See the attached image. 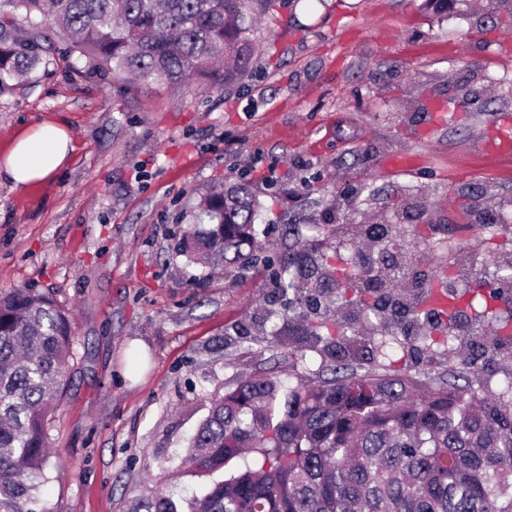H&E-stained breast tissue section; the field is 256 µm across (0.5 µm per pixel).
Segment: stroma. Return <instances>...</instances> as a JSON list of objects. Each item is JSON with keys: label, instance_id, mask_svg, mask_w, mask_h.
<instances>
[{"label": "stroma", "instance_id": "stroma-1", "mask_svg": "<svg viewBox=\"0 0 512 512\" xmlns=\"http://www.w3.org/2000/svg\"><path fill=\"white\" fill-rule=\"evenodd\" d=\"M276 0L253 31L257 52L237 85L201 92L90 76L55 40L48 63L0 93V157L11 137L64 125L74 150L46 185L0 181V291L50 294L74 319L68 386L49 416L51 457L34 512H130L144 492L203 491L176 474L208 414L237 379L315 377L328 362L295 291L264 265L224 274L178 250L213 185L246 179L269 256L354 254L361 224L394 223L417 204L444 249L411 246L402 269L428 282L441 262L463 274L512 260V156L486 153L512 121V23L491 0ZM466 98L434 125L422 106ZM392 156L414 160L407 170ZM489 183L496 227L460 221L457 190ZM304 331L292 356L274 337L235 333L259 318Z\"/></svg>", "mask_w": 512, "mask_h": 512}]
</instances>
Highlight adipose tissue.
<instances>
[{"label":"adipose tissue","instance_id":"1","mask_svg":"<svg viewBox=\"0 0 512 512\" xmlns=\"http://www.w3.org/2000/svg\"><path fill=\"white\" fill-rule=\"evenodd\" d=\"M73 150L69 132L61 126L43 124L19 135L0 165V179L15 188H27L53 178Z\"/></svg>","mask_w":512,"mask_h":512}]
</instances>
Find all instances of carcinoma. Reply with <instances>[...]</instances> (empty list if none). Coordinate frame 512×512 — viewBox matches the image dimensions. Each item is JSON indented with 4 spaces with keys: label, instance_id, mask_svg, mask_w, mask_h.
I'll return each mask as SVG.
<instances>
[{
    "label": "carcinoma",
    "instance_id": "obj_1",
    "mask_svg": "<svg viewBox=\"0 0 512 512\" xmlns=\"http://www.w3.org/2000/svg\"><path fill=\"white\" fill-rule=\"evenodd\" d=\"M274 0H0V89L46 62L48 32L68 52L89 59L95 75L143 83L221 89L250 69L252 14ZM256 206L248 184L216 187L196 206L182 251L212 269L244 265L259 248ZM434 226L364 229L391 240L369 264L336 263L325 254L283 261L278 288L317 281L355 309L359 329L323 325L333 377L288 388L275 376L252 375L210 399L190 441L195 476L227 472L187 503L188 512H512V380L493 392L466 377L472 362L451 363L460 345L491 355L512 346V317H502L469 290L449 287L451 264L409 304L388 292L380 272L399 268L412 244H428ZM494 300L512 298V262L498 264ZM394 324L399 347H444L448 369L391 371L378 362L375 335ZM302 351L298 327L277 331ZM73 356L72 320L52 296L27 288L0 292V512H33L36 479L49 462V413L66 389ZM146 512H179L152 491Z\"/></svg>",
    "mask_w": 512,
    "mask_h": 512
}]
</instances>
